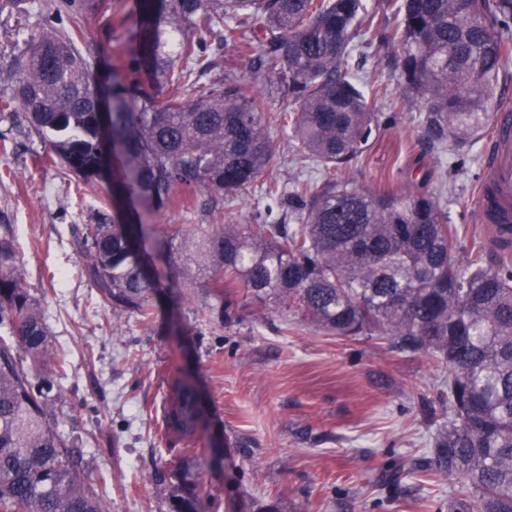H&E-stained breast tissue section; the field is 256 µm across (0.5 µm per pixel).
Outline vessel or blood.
<instances>
[{"instance_id":"vessel-or-blood-1","label":"vessel or blood","mask_w":512,"mask_h":512,"mask_svg":"<svg viewBox=\"0 0 512 512\" xmlns=\"http://www.w3.org/2000/svg\"><path fill=\"white\" fill-rule=\"evenodd\" d=\"M488 164L475 193L476 217L489 225L497 242H512V108L496 111Z\"/></svg>"}]
</instances>
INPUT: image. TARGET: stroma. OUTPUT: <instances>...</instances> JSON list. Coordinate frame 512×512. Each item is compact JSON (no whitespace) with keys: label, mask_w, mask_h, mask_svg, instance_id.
I'll return each mask as SVG.
<instances>
[{"label":"stroma","mask_w":512,"mask_h":512,"mask_svg":"<svg viewBox=\"0 0 512 512\" xmlns=\"http://www.w3.org/2000/svg\"><path fill=\"white\" fill-rule=\"evenodd\" d=\"M79 49L96 75L102 51L122 35L121 21L135 0H112L113 27L87 0ZM61 0H0V71L25 49L18 11L30 27L65 30L70 16ZM398 49L372 47L360 76L379 78L392 95L378 111L395 122L374 134L348 168L357 187L402 183L433 168L448 185L440 200L463 248L487 240L475 219L472 195L484 172L486 141L456 156L436 154L420 142L416 100L396 92ZM0 234L18 247V270L39 301L51 334L50 353H67L63 395L74 404L60 433L78 451L88 480L105 483L111 512H172L178 485L209 491L200 512H438L463 498L459 483L418 472L447 421L439 395L447 370L424 353L404 355L390 339L356 341L319 330L271 302L247 304L229 325L199 322L216 302L200 281L178 282L164 230L195 228L223 215L254 224L265 215L259 194L219 199L203 194L194 207L159 212L147 246L156 275L174 283L160 295L153 322L95 302L74 247L78 227L94 223L112 184L79 186L44 163L47 139L23 117H0ZM196 386L207 423L193 441L163 439L161 411L177 382ZM181 457L178 473L158 479L164 462ZM415 496L389 499L391 465Z\"/></svg>","instance_id":"35a3bbf8"}]
</instances>
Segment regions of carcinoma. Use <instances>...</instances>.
I'll return each instance as SVG.
<instances>
[{"mask_svg":"<svg viewBox=\"0 0 512 512\" xmlns=\"http://www.w3.org/2000/svg\"><path fill=\"white\" fill-rule=\"evenodd\" d=\"M83 29L75 12L64 32L29 34L17 67L0 73V115L22 113L49 137L46 163L87 185L104 169V141L119 147L113 215L83 225L75 240L103 306L153 321L168 285L144 275L133 247L152 213L185 208L201 191L261 188L267 209L283 204L298 224L168 228V240L180 242L174 261L202 275L217 318L235 322L241 296L272 297L336 336L390 337L401 353L428 354L449 369L448 421L421 472L465 488L448 512H512V253L475 242L457 259L459 230L439 205L432 170L373 192L345 173L384 126L376 101L389 95L382 85L359 88L355 48L401 46L400 86L422 108L424 143L460 153L492 128L500 68L512 57V0H386L381 16L364 13L362 0H136L123 63L103 55L112 101L104 115L102 89L76 46ZM214 34L254 83L228 77L163 96L161 87L194 88L213 70ZM272 89L287 101L279 112L268 107ZM274 128L291 131L318 177L289 186L265 178ZM0 328L9 331L0 336V512H109L58 432L72 413L55 378L68 360L37 371L50 333L7 233ZM178 396L174 418L191 438L203 423L199 396L188 383ZM201 495L197 485L177 487L174 512H199Z\"/></svg>","mask_w":512,"mask_h":512,"instance_id":"carcinoma-1","label":"carcinoma"}]
</instances>
